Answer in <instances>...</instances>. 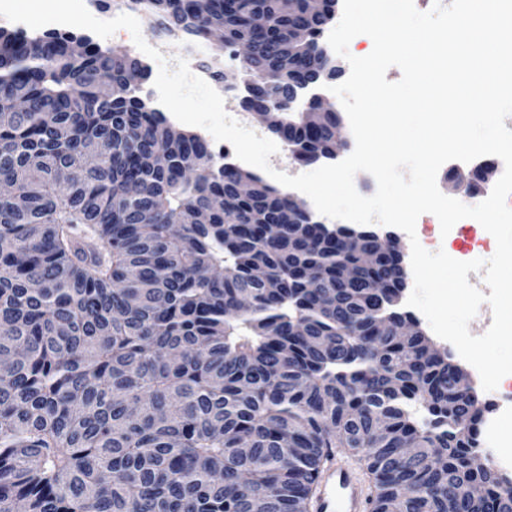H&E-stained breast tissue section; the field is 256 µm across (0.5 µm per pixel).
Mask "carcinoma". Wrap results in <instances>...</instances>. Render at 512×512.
Listing matches in <instances>:
<instances>
[{"label": "carcinoma", "mask_w": 512, "mask_h": 512, "mask_svg": "<svg viewBox=\"0 0 512 512\" xmlns=\"http://www.w3.org/2000/svg\"><path fill=\"white\" fill-rule=\"evenodd\" d=\"M159 36L249 41L241 76L277 107L267 132L311 165L336 113L288 107L278 0H123ZM143 61L70 31L0 27V512H310L328 449L346 448L373 512H512L478 461L483 406L408 313L400 259L298 213L228 170L127 83ZM209 210V223L193 214ZM349 267L345 280L340 269Z\"/></svg>", "instance_id": "1"}]
</instances>
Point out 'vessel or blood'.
Masks as SVG:
<instances>
[{
	"label": "vessel or blood",
	"instance_id": "vessel-or-blood-1",
	"mask_svg": "<svg viewBox=\"0 0 512 512\" xmlns=\"http://www.w3.org/2000/svg\"><path fill=\"white\" fill-rule=\"evenodd\" d=\"M369 489L358 464L343 452L330 456L318 478L313 512H370Z\"/></svg>",
	"mask_w": 512,
	"mask_h": 512
}]
</instances>
